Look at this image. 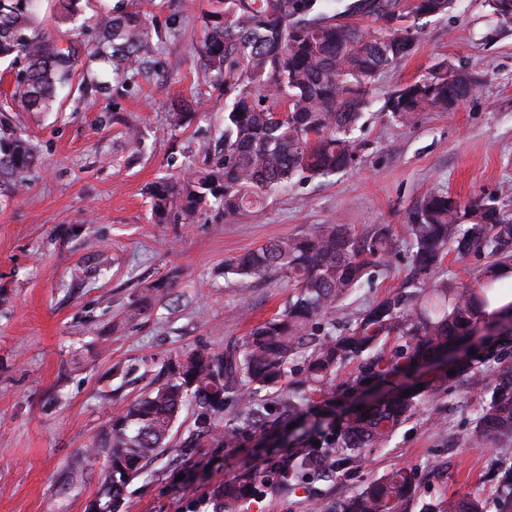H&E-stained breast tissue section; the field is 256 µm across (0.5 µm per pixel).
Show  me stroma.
<instances>
[{"instance_id": "obj_1", "label": "stroma", "mask_w": 512, "mask_h": 512, "mask_svg": "<svg viewBox=\"0 0 512 512\" xmlns=\"http://www.w3.org/2000/svg\"><path fill=\"white\" fill-rule=\"evenodd\" d=\"M156 2L154 63L111 95L96 93L80 65L53 111L8 110L0 63V123L36 153L22 177H0V512H89L107 466L95 445L164 361L241 346L254 324L283 310L287 279L228 274L226 259L320 224H387L404 234L407 214L434 187L464 203L512 205V25L484 0H458L448 14L416 20L412 55L376 76L349 171L302 180L237 217L204 211L191 224L152 223L145 186L201 164L204 145L224 130V93L205 80L195 52L208 0ZM444 60L479 75L480 91L453 110L395 121L388 94ZM179 99L198 106L175 129L169 112ZM408 268L407 250L392 254L332 314L336 328L382 300ZM482 400L478 386L449 378L445 391L419 397L392 438L366 450L359 469L270 492L244 510L326 512L401 467L417 470L427 502L491 496L494 472L512 465V442L472 443ZM193 425L184 407L118 512H214L224 482L246 469L267 474L270 455L305 445L292 435L274 446L207 439L188 448Z\"/></svg>"}]
</instances>
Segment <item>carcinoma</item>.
Segmentation results:
<instances>
[{
    "mask_svg": "<svg viewBox=\"0 0 512 512\" xmlns=\"http://www.w3.org/2000/svg\"><path fill=\"white\" fill-rule=\"evenodd\" d=\"M40 0H0V59L21 64L11 71L10 101L28 112L49 111L58 87L73 76L75 49L35 28ZM456 0H211L196 47L209 83L224 91L223 149L203 167L148 186L156 224H191L203 210L236 217L259 207L272 191L304 178H327L352 164L360 144L353 136L370 107L378 72L414 50L410 19L448 13ZM81 0H58L57 16L70 21ZM503 24H512V0H485ZM379 24L367 34L346 16ZM158 28L139 11L98 17L88 57L112 65V82L129 79L126 61L154 55ZM477 75L439 63L421 82L394 89L386 108L401 123L418 112H446L475 95ZM34 151L11 130L0 129V173L18 176ZM410 270L405 281L365 309L349 328L336 332L328 316L360 288L370 271L400 247L389 225L356 232L343 224H320L294 237L275 239L224 265L242 277L285 276L293 291L284 309L255 324L242 347L225 355L203 349L171 359L152 387L124 412L97 444L107 454L101 498L89 512H116L125 485L154 452L166 446L183 406L194 405L189 442L216 437L236 448L257 431L268 434L299 419L310 395L336 398L344 384L380 381L394 369L411 377L419 365L463 346L479 324V307L496 288L498 271L512 266V215L497 199L462 203L440 188L427 191L406 217ZM486 253L492 263L481 288L450 283L439 275L450 253ZM402 341L391 355L389 337ZM354 365L345 372L348 365ZM485 399L472 442L512 441V365L476 377ZM275 398L256 400L263 390ZM410 394H405V391ZM411 385L358 409L345 422L308 435V446L273 466L281 489L323 475L357 468L372 448L414 410ZM240 420L217 431L228 402ZM266 484L246 472L224 483L221 512H239L246 498H259ZM512 512V468L497 480L491 501L446 498L417 506L415 472L400 468L336 501L330 512Z\"/></svg>",
    "mask_w": 512,
    "mask_h": 512,
    "instance_id": "cac0c4a2",
    "label": "carcinoma"
}]
</instances>
